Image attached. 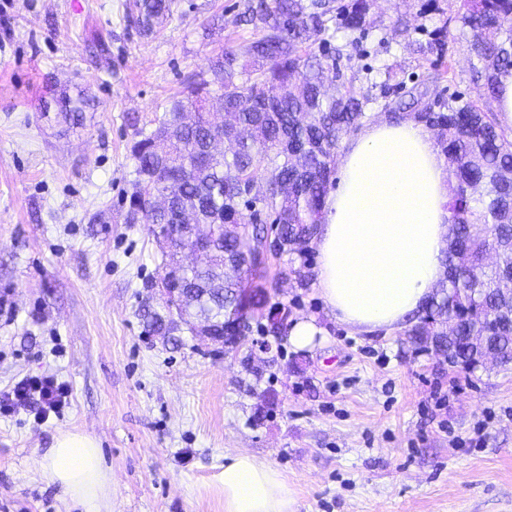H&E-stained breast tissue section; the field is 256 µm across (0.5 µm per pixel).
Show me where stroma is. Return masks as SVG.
<instances>
[{
	"label": "stroma",
	"mask_w": 512,
	"mask_h": 512,
	"mask_svg": "<svg viewBox=\"0 0 512 512\" xmlns=\"http://www.w3.org/2000/svg\"><path fill=\"white\" fill-rule=\"evenodd\" d=\"M133 0H0V391L51 375L70 389L59 413H0V512H68L37 453L59 430L98 441L112 512H224V456L271 463L298 512H512V368L448 365L399 332L358 336L331 318L315 285L272 290L327 339L297 350L271 339L176 341L144 316L162 310L166 257L147 225L126 223L130 146L154 129L192 74L251 39L249 0H175L154 34L126 18ZM460 0H374L351 48L361 93L394 67L429 94L483 101L471 79ZM413 32L395 35L396 20ZM450 26L441 54L418 44ZM445 77L432 81L434 71ZM94 101L81 125L45 113L55 91Z\"/></svg>",
	"instance_id": "obj_1"
}]
</instances>
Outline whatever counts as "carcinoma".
<instances>
[{
	"label": "carcinoma",
	"mask_w": 512,
	"mask_h": 512,
	"mask_svg": "<svg viewBox=\"0 0 512 512\" xmlns=\"http://www.w3.org/2000/svg\"><path fill=\"white\" fill-rule=\"evenodd\" d=\"M174 0H133L137 29L152 33ZM369 0H258L239 22L255 37L211 62L222 93L209 104L210 81L200 75L184 98L171 101L149 132L131 146L136 161L127 221L150 224L165 241L163 275L189 287L179 306L148 311V325L170 336L191 322L214 336L252 332L269 313V261L257 254L277 226L273 257L291 256L289 271L306 285V257L335 172L340 141L372 118L383 101L391 119L410 115L436 135L449 171L445 277L406 331L412 341L473 371L494 352L512 367V136L493 113L459 95L430 100L428 90L390 84L357 96L340 73L343 49L323 35L336 26L351 35L371 26ZM472 36L474 79L487 98L499 76L512 73V0H463L458 15ZM59 115L78 125L89 107L81 93L53 97ZM195 224L212 244L202 266L179 263L193 247L184 225ZM300 264H295V260Z\"/></svg>",
	"instance_id": "cac0c4a2"
}]
</instances>
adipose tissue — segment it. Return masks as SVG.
<instances>
[{"instance_id": "adipose-tissue-1", "label": "adipose tissue", "mask_w": 512, "mask_h": 512, "mask_svg": "<svg viewBox=\"0 0 512 512\" xmlns=\"http://www.w3.org/2000/svg\"><path fill=\"white\" fill-rule=\"evenodd\" d=\"M448 165L411 119L367 124L346 145L334 192L312 241L329 314L354 334L401 330L444 276ZM41 478L83 512H112L97 441L63 430L37 459ZM224 512H296L297 493L274 466L224 456Z\"/></svg>"}]
</instances>
